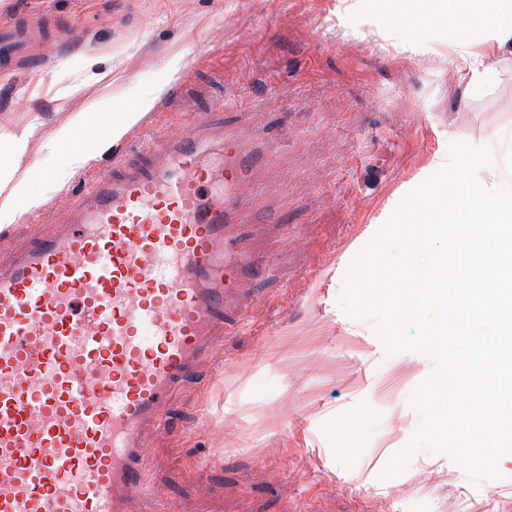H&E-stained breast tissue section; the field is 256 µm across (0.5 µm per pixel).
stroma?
<instances>
[{"instance_id":"stroma-1","label":"stroma","mask_w":512,"mask_h":512,"mask_svg":"<svg viewBox=\"0 0 512 512\" xmlns=\"http://www.w3.org/2000/svg\"><path fill=\"white\" fill-rule=\"evenodd\" d=\"M356 0H0V21L55 20L29 47L42 68L0 76V131L40 118L50 132L100 97L84 67L112 48L113 91L152 84L170 49L188 63L128 135L192 120L269 141L242 244L263 268L249 320L224 333L149 440L155 493L133 512H512V454L501 479L472 485L443 456L419 454L381 482L418 422L417 353L386 357L369 326L337 305L355 253L417 186L435 156L512 131V55L466 92L448 37L406 54L401 31ZM71 179L32 217L0 231L7 260L66 218Z\"/></svg>"}]
</instances>
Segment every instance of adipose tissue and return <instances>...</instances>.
<instances>
[{
  "mask_svg": "<svg viewBox=\"0 0 512 512\" xmlns=\"http://www.w3.org/2000/svg\"><path fill=\"white\" fill-rule=\"evenodd\" d=\"M395 20L406 23V43L417 55L430 51L421 29L446 24L456 66L475 90L490 74L489 58L512 54V0H433L431 9L399 14ZM85 64L93 68L95 81L104 89L99 99L72 113L50 133H41L37 118L0 133V229L38 210L119 143L157 107L187 66L182 52H171L163 79L148 87L128 86L127 95L136 100L129 108L111 93V69H96L92 58ZM31 158L36 161L32 167L27 164Z\"/></svg>",
  "mask_w": 512,
  "mask_h": 512,
  "instance_id": "obj_1",
  "label": "adipose tissue"
}]
</instances>
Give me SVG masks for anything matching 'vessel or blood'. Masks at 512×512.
<instances>
[{
	"instance_id": "obj_1",
	"label": "vessel or blood",
	"mask_w": 512,
	"mask_h": 512,
	"mask_svg": "<svg viewBox=\"0 0 512 512\" xmlns=\"http://www.w3.org/2000/svg\"><path fill=\"white\" fill-rule=\"evenodd\" d=\"M27 31L0 24V70ZM257 153L223 127L159 129L0 264V512H127L147 433L223 335L249 276L238 229Z\"/></svg>"
}]
</instances>
